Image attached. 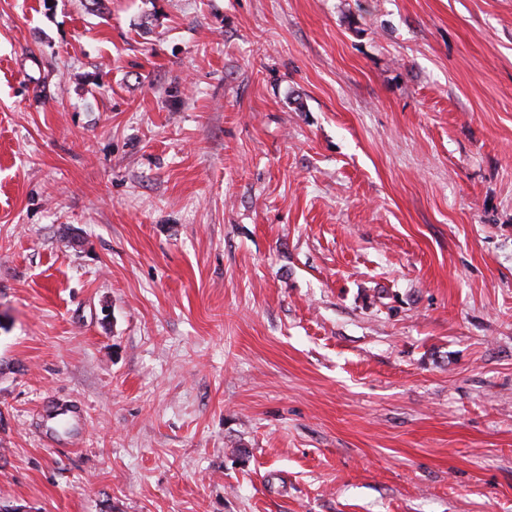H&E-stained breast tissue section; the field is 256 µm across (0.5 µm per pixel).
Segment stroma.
Here are the masks:
<instances>
[{
	"mask_svg": "<svg viewBox=\"0 0 512 512\" xmlns=\"http://www.w3.org/2000/svg\"><path fill=\"white\" fill-rule=\"evenodd\" d=\"M0 0V507L512 512V0Z\"/></svg>",
	"mask_w": 512,
	"mask_h": 512,
	"instance_id": "obj_1",
	"label": "stroma"
}]
</instances>
